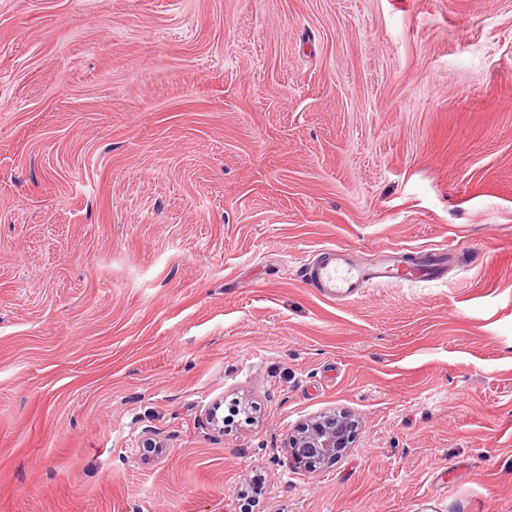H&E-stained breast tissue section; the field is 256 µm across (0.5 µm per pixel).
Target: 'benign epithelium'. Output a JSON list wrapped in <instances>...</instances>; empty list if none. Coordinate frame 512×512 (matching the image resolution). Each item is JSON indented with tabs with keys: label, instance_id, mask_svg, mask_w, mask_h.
<instances>
[{
	"label": "benign epithelium",
	"instance_id": "1",
	"mask_svg": "<svg viewBox=\"0 0 512 512\" xmlns=\"http://www.w3.org/2000/svg\"><path fill=\"white\" fill-rule=\"evenodd\" d=\"M355 432L356 421L350 414L325 412L298 424L291 432L288 444L294 460L312 472L350 447Z\"/></svg>",
	"mask_w": 512,
	"mask_h": 512
}]
</instances>
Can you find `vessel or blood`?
I'll list each match as a JSON object with an SVG mask.
<instances>
[{"label":"vessel or blood","mask_w":512,"mask_h":512,"mask_svg":"<svg viewBox=\"0 0 512 512\" xmlns=\"http://www.w3.org/2000/svg\"><path fill=\"white\" fill-rule=\"evenodd\" d=\"M448 256L440 251H422L413 265H405L401 254L385 253L377 262L363 265L350 261L343 251L329 248L309 267L307 280L322 296L345 301L372 284H400L441 278Z\"/></svg>","instance_id":"b4317fda"}]
</instances>
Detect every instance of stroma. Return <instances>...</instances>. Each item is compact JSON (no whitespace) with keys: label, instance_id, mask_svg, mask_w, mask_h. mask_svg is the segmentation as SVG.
Here are the masks:
<instances>
[{"label":"stroma","instance_id":"stroma-1","mask_svg":"<svg viewBox=\"0 0 512 512\" xmlns=\"http://www.w3.org/2000/svg\"><path fill=\"white\" fill-rule=\"evenodd\" d=\"M0 512H512V0H0ZM415 263L404 264L403 255L385 253L377 262L363 265L350 261L342 250L328 248L320 260L308 268L307 280L322 296L346 301L372 284H400L441 278L448 266L449 254L440 251L417 253ZM356 421L345 412H325L298 424L288 444L297 463L312 472L317 465L335 460L344 448H350Z\"/></svg>","mask_w":512,"mask_h":512}]
</instances>
